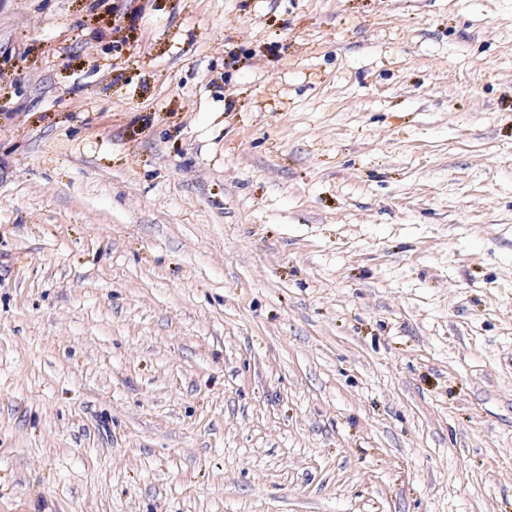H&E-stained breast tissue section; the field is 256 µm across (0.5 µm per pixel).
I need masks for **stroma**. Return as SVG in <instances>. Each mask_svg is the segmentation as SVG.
Here are the masks:
<instances>
[{"label":"stroma","instance_id":"obj_1","mask_svg":"<svg viewBox=\"0 0 512 512\" xmlns=\"http://www.w3.org/2000/svg\"><path fill=\"white\" fill-rule=\"evenodd\" d=\"M0 512H512V0H0Z\"/></svg>","mask_w":512,"mask_h":512}]
</instances>
